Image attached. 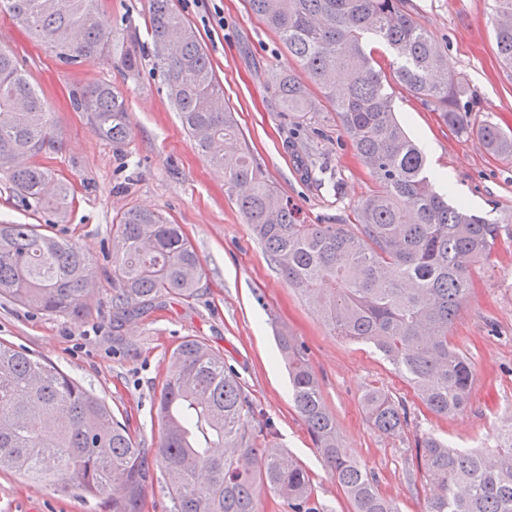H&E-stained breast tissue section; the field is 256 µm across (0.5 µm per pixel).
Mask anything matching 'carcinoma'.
<instances>
[{
	"mask_svg": "<svg viewBox=\"0 0 512 512\" xmlns=\"http://www.w3.org/2000/svg\"><path fill=\"white\" fill-rule=\"evenodd\" d=\"M495 2L496 52L512 70V0ZM248 3L306 73L305 83L290 73L276 79L284 111H316L306 83L317 86L375 181L376 189L355 209L358 231L347 224L303 223L241 146L196 31L172 0H148L152 55L183 126L224 174L273 264L318 308L334 335L372 346L431 412L457 413L469 401L475 368L448 332L473 287L474 269L491 257L500 226L434 190L423 154L396 118L388 75L458 132L468 130V84L448 72L411 0ZM96 5L0 0V13L11 15L62 63L118 46L125 75L138 76L145 43L129 30L101 27ZM370 37L388 50L387 63L367 49ZM72 99L113 150L126 146L128 113L114 86L96 84ZM477 137L488 152L512 158V138L496 126H479ZM58 145L38 92L14 57L0 50V174L26 207L62 215L73 205L67 184L26 163ZM200 280L198 255L179 225L139 209L120 216L112 233L113 327L141 316L165 295L195 297ZM94 290L90 259L78 245L36 224L0 223V297L51 316L80 317ZM277 341L294 406L351 512H399L374 474L341 455L336 419L305 345L286 333ZM170 362L156 397L162 424L156 462L176 512H263L266 490L288 512H323L303 464L266 450L272 425L256 412L223 357L191 336ZM362 402L382 434L404 433L407 411L391 394L373 388ZM417 448L428 486L424 512H512V423L495 430L491 447L453 448L429 436L418 439ZM6 471L49 482L63 494L98 499L103 512H143L153 482L143 449L103 399L51 364L0 342V473Z\"/></svg>",
	"mask_w": 512,
	"mask_h": 512,
	"instance_id": "cac0c4a2",
	"label": "carcinoma"
}]
</instances>
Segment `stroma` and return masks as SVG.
Returning <instances> with one entry per match:
<instances>
[{
    "mask_svg": "<svg viewBox=\"0 0 512 512\" xmlns=\"http://www.w3.org/2000/svg\"><path fill=\"white\" fill-rule=\"evenodd\" d=\"M207 48L224 105L265 178L308 224H350L358 202L375 187L344 136L331 107L299 115L283 111L278 74L303 76L279 37L251 12L247 0H172ZM414 16L439 44L450 72L478 96L472 125L490 121L512 136V77L496 54L494 0H413ZM147 0H99V18L145 33ZM0 49L11 53L38 91L59 136L58 149L33 157L68 184L74 198L64 217L23 207L0 174V219L47 224L50 234L77 243L91 258L97 289L78 318L49 316L0 298V341L62 370L127 420L153 454L162 427L155 400L174 349L188 336L204 339L238 375L269 417L276 442L305 465L325 512L350 505L325 467L291 397L278 357L277 333L308 349L323 399L336 418L347 457L373 472L380 491L402 512H423L425 474L417 437L430 434L460 448L480 446L512 415V160L488 153L476 137L443 125L431 107L391 85L394 109L423 151L434 176L452 174L449 200L497 219L501 233L489 261L473 272L474 286L449 331L472 361L476 380L467 408L452 416L430 412L408 383L372 347L333 336L322 316L288 285L254 238L224 183L184 131L153 57L128 79L111 51L67 66L12 18L0 13ZM109 83L126 99L131 137L122 153L101 139L72 94ZM162 213L181 225L198 253L202 280L191 299L165 296L157 309L112 330V222L129 209ZM403 402L401 436L379 433L362 396L371 388ZM0 512H100L97 500L61 494L47 483L0 473Z\"/></svg>",
    "mask_w": 512,
    "mask_h": 512,
    "instance_id": "35a3bbf8",
    "label": "stroma"
}]
</instances>
